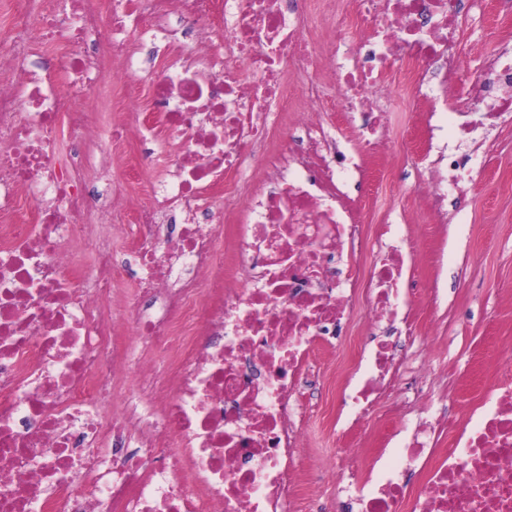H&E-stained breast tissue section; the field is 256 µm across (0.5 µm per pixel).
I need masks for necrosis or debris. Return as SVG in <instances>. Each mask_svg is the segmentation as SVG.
Listing matches in <instances>:
<instances>
[{
  "label": "necrosis or debris",
  "instance_id": "1",
  "mask_svg": "<svg viewBox=\"0 0 512 512\" xmlns=\"http://www.w3.org/2000/svg\"><path fill=\"white\" fill-rule=\"evenodd\" d=\"M471 2L8 0L0 512H512V372L465 421L428 410L438 376L405 364L416 336L375 333L408 321L403 249L388 224L365 237L367 204L344 191L368 151L395 154L394 94L447 114L465 142L512 123V50L486 58L466 103L448 87ZM118 86L111 122L74 105ZM132 132L143 167L177 146L168 179L142 200L87 190L85 172L111 173L93 146ZM480 169L478 154L439 155L413 192L444 223ZM130 272L133 296L113 297ZM357 312L338 419L355 434L392 392L391 429L363 467L350 447L308 470L315 353ZM120 368L136 391L108 411Z\"/></svg>",
  "mask_w": 512,
  "mask_h": 512
}]
</instances>
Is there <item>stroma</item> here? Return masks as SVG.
<instances>
[{
	"label": "stroma",
	"instance_id": "35a3bbf8",
	"mask_svg": "<svg viewBox=\"0 0 512 512\" xmlns=\"http://www.w3.org/2000/svg\"><path fill=\"white\" fill-rule=\"evenodd\" d=\"M390 135L400 147V156L422 166V152L410 149L423 141L425 115L416 103L393 101ZM436 149L461 154L473 152L471 144L448 140L434 130ZM140 146L129 141L116 149L102 143L101 154L112 157L116 185L140 191L162 170L131 169L127 161L138 156ZM486 157V169L469 185L458 203L457 218L440 225L412 261L410 279L414 287L411 306L417 330L425 345L423 359H432L433 348L443 358L441 392L453 397L456 413L475 404L489 388L497 372L512 364V125L489 127L486 142L478 148ZM351 197H376L378 215H389L397 235H406L407 222L423 218L414 203L411 183L400 180L391 167L368 171L361 184H350ZM435 306H428L430 294ZM358 319H350L342 348L320 354L326 386L315 391L313 404L319 413L310 425L308 465L341 446L336 432L337 404L342 378L358 353Z\"/></svg>",
	"mask_w": 512,
	"mask_h": 512
}]
</instances>
